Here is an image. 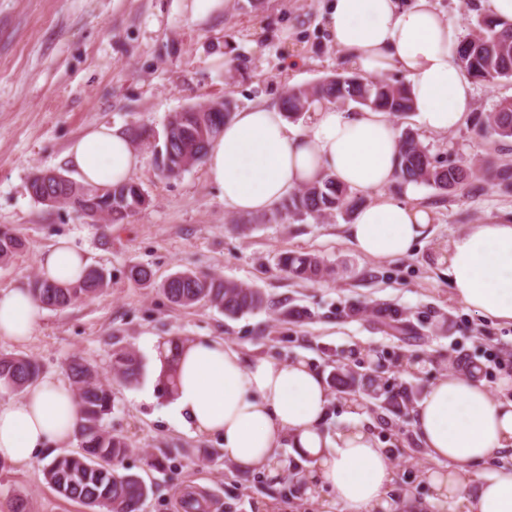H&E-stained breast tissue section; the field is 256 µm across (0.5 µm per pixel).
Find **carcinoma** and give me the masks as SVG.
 Returning a JSON list of instances; mask_svg holds the SVG:
<instances>
[{
  "label": "carcinoma",
  "instance_id": "carcinoma-1",
  "mask_svg": "<svg viewBox=\"0 0 512 512\" xmlns=\"http://www.w3.org/2000/svg\"><path fill=\"white\" fill-rule=\"evenodd\" d=\"M475 29L481 36L469 32L462 37L457 53L468 74L477 82L494 85L502 79H512V23L488 16L477 19ZM356 108H369L392 116L412 111L408 85L403 81H387L359 74L336 73L312 86L291 87L280 100L285 116L297 118L307 111L312 98ZM234 114V104L224 100V114L211 112H176L168 125L178 124L185 136L179 142L162 145L171 150V163L183 170L204 160L208 147L221 127ZM485 129L499 140L512 138V99L501 100L484 122ZM397 179L406 184L426 185L448 191L462 188L475 175L473 169L451 159L438 160L423 142L411 133L400 136ZM112 204L108 208V223L120 224L132 212L146 203L141 187L134 181L111 186ZM364 200L341 185L330 174L316 183L302 187L279 203L273 216L318 218L332 215L350 216ZM24 249L21 237L6 228L0 230V261H9ZM280 265L289 276L316 282L333 272L318 257L304 252H288ZM107 286L103 271L90 269L79 281L61 285L39 276L29 282V290L48 309H64L77 301L96 296ZM168 300L181 307L201 301L210 303L224 314L238 316L253 313L266 305L264 294L216 276L183 271L170 284L162 285ZM141 361L135 352L119 350L112 353L111 370L124 382L138 380ZM41 366L28 355L0 354V388L22 392L35 383ZM66 378L75 388L80 403V424L77 451L56 456L43 468V476L60 496L74 501L87 512H140L150 488L137 474L120 473L116 463L129 452L127 440L104 427L112 413V387L103 381L98 370L87 361L74 358L66 370ZM332 380L338 392L349 394L355 384L372 400L381 398L408 408L415 400L408 389L396 390L379 376L355 377L347 365H337Z\"/></svg>",
  "mask_w": 512,
  "mask_h": 512
}]
</instances>
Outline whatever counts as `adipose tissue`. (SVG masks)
Listing matches in <instances>:
<instances>
[{
	"label": "adipose tissue",
	"mask_w": 512,
	"mask_h": 512,
	"mask_svg": "<svg viewBox=\"0 0 512 512\" xmlns=\"http://www.w3.org/2000/svg\"><path fill=\"white\" fill-rule=\"evenodd\" d=\"M328 30L362 74L404 75L427 131H451L472 111L473 85L456 53L461 32L434 0H331ZM311 112L303 130L274 103L242 109L225 123L205 158L225 209L267 211L329 173L369 197L345 225L347 241L370 260L408 255L426 237L434 212L383 192L398 170L395 127L385 113L368 109L317 102ZM65 160L83 184L106 187L128 181L143 156L127 134L99 124L70 144ZM442 259L456 298L483 317L512 323V220L467 225ZM89 264L62 237L42 257L40 274L70 284ZM40 314L27 287L0 292L1 337L27 341ZM151 347L157 363L176 366L166 411L182 431L217 437L227 460L271 478L286 476L291 459L304 461L309 493L333 494L341 512H390L388 449L358 424L326 436L330 394L309 362L246 360L210 336H172ZM79 421L68 382L44 378L23 397L0 402V464L49 463L52 447L76 441ZM412 425L436 464L426 473L433 501L458 503L463 512H512V468L470 480L471 465L512 455V397L492 398L469 369L453 367L413 407Z\"/></svg>",
	"instance_id": "ef3b65f1"
}]
</instances>
